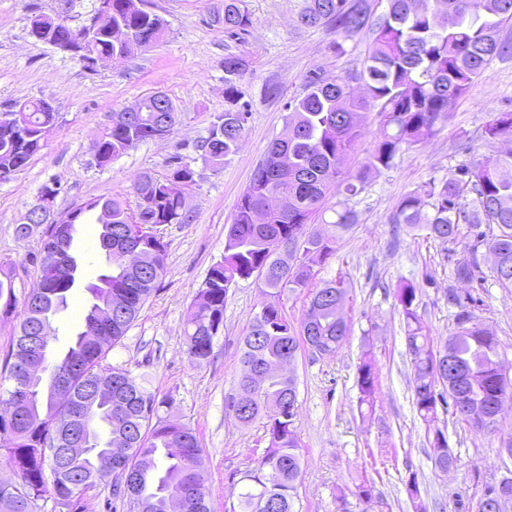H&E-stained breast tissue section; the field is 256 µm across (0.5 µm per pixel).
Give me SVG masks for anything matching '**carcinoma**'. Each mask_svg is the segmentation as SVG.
Returning <instances> with one entry per match:
<instances>
[{
  "mask_svg": "<svg viewBox=\"0 0 512 512\" xmlns=\"http://www.w3.org/2000/svg\"><path fill=\"white\" fill-rule=\"evenodd\" d=\"M385 12L373 15L370 0H306L300 13L310 28L334 27L347 36L364 29L372 31L367 63L361 69L329 78L320 68L304 78V92L288 102L285 116L288 134L270 145L256 168L250 185L240 197L224 243V255L209 270L197 292L185 323L184 336L189 362L197 367L209 363L213 340L224 327V302L233 286L252 277L261 283L263 300L249 321L242 341L243 370L293 356L299 347L297 335L309 337L308 349L334 355L348 335V324L336 318V304L346 300L348 289L341 279L313 283L314 266L333 253L337 231L356 223V212L347 200L365 190L367 174L391 168L403 148L432 134L450 106L463 96L486 65L509 52L500 38L502 25L512 21V0H385ZM132 0H112V16L98 26L91 42L96 56L126 58L146 50L165 31L157 14L131 8ZM216 22L229 37L249 31L253 21L244 0H224V14ZM29 34L44 43L69 35L81 39L83 29L67 27L48 16L29 18ZM242 55L224 57V113L216 116L208 135L197 145L213 166L223 164L244 137L247 104L240 103L238 80L247 71ZM365 92L354 95L353 84ZM141 111L125 123L111 122L93 145L96 165L105 167L142 142L155 140L156 125L165 121L172 128L182 122L170 97L160 103L149 95ZM376 104L382 116L380 139L365 171L343 176L346 156L361 135L360 110ZM20 111L0 114V182L10 180L41 149L43 131L55 125L58 112L43 98L18 104ZM485 133L512 143V112H502ZM190 165H178L168 174H145L134 184V203L121 198H97L83 206L59 213L56 224H42L39 215L15 226L17 237L39 236L37 263L40 279L27 296L14 342L0 365L13 385L27 389L16 412L0 423V456L15 474L14 483L0 484V512H34L45 495L53 498L59 512H91L84 495L111 483L112 496L121 499L127 512H173L172 501L182 499V512H210L206 498L203 450L192 427L169 415L173 400L157 399L132 376L131 371L105 366L107 355L126 335L155 289L167 264V244L157 227L186 224L181 186L195 182ZM344 199L327 207L329 195ZM107 210L112 223L100 225L99 242L106 265L98 283L88 287L93 302L84 325L67 349L55 360L42 357L43 378L28 381L23 372L35 343V328L45 315L55 318L67 305L76 285L78 263L72 254L75 225L90 212ZM331 212L322 220L333 233L310 230L313 218ZM393 224L424 228L432 237L454 243L463 234L472 239L469 256L454 265V275L467 281L478 279L479 247L496 256L493 274L503 288H512V150L493 162L461 164L448 175L432 178L398 202ZM492 230L487 234L482 226ZM133 246L135 257L123 260L117 249ZM305 292L307 309L295 330L280 305L284 290ZM419 288L406 283L398 292L413 369L417 413L431 428L433 448L448 447L438 421L435 394L434 341L418 313ZM458 308L457 331L443 346L454 358L450 382L469 387V411L477 412L492 402V392L502 380L497 368L498 345L484 332L469 310L473 297L448 295ZM71 374L72 395L82 398L95 379L109 375L120 379L132 394L122 412L101 401L84 421L93 441L87 457L52 449L59 427L65 423L67 403L49 392L47 385L57 371ZM377 376L371 359L359 367L361 402L372 404ZM297 390L295 379L270 375L255 398L241 405L244 420H264L268 445L243 472L237 508L232 512H293L292 492L301 472L298 435L294 421L276 424L273 416L286 410L288 393ZM125 443L129 453L125 467L133 473L127 490L118 489L117 476L99 470L93 461L109 452L111 443ZM414 512H427L416 476L406 483Z\"/></svg>",
  "mask_w": 512,
  "mask_h": 512,
  "instance_id": "obj_1",
  "label": "carcinoma"
}]
</instances>
